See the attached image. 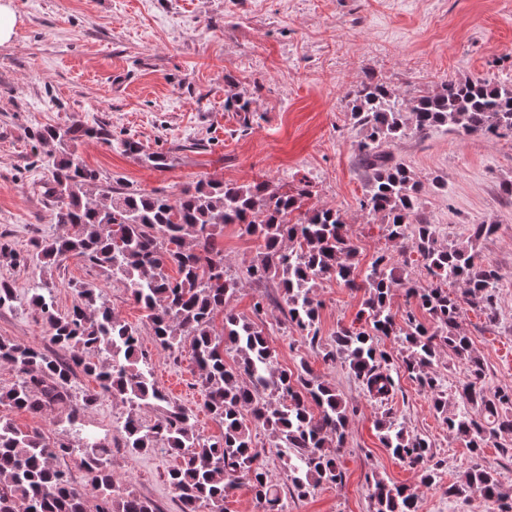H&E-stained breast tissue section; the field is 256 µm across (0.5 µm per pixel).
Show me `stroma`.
Returning a JSON list of instances; mask_svg holds the SVG:
<instances>
[{"label":"stroma","instance_id":"35a3bbf8","mask_svg":"<svg viewBox=\"0 0 512 512\" xmlns=\"http://www.w3.org/2000/svg\"><path fill=\"white\" fill-rule=\"evenodd\" d=\"M14 6L17 34L0 46V234L20 252L65 231L54 221L56 203L39 164L46 147L36 133L79 118L169 155L168 166L158 169L86 139L79 153L100 172L99 189L119 183L174 198L200 180L264 181L282 190L305 180L307 206L342 214L359 270L384 253L404 265L416 287H427L431 278L419 256L403 259L385 237L382 215L360 206L367 192L356 155L362 133L350 120L347 91L369 72L407 99L448 79L512 82V0H14ZM232 93L253 98L250 122L225 111ZM390 150L419 177L423 211L447 242H473L479 260L496 267L495 320L467 306L460 324L485 364L487 385L512 387V197L503 193L512 185V136L439 127ZM476 224L495 230L475 240ZM217 233L226 265L241 269L256 256V241L238 225ZM3 277L17 302L0 309V338L39 348L48 347V330L28 303L31 288L47 284L64 314L78 301L75 283L102 285L114 315L137 330L158 386L192 413L202 438L221 435L222 425L201 412L191 345L174 357L163 351L124 282L74 259L37 272L0 257ZM315 294L321 303L315 341L277 310L266 315L264 329L280 367L293 371L307 362L356 412L347 425L342 486H318L289 500L286 512H372L366 477L373 473L414 490L419 512H488L480 495H445L468 466V450L433 411L430 393L404 370L394 338L378 339L392 355L395 384L382 404L365 396L344 364L325 360L337 325H350L362 310L363 292L330 278L319 281ZM127 412L121 400L107 397L85 416L117 444V485L162 512H181L167 481L175 457L120 448ZM385 413L431 443L444 462L440 485H422L417 471L385 448L376 426Z\"/></svg>","mask_w":512,"mask_h":512}]
</instances>
